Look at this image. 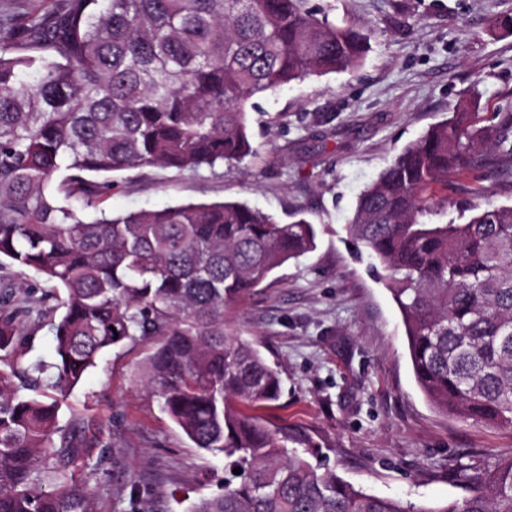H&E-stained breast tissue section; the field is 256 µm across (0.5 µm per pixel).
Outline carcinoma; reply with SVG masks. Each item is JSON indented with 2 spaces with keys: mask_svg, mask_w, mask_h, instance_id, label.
<instances>
[{
  "mask_svg": "<svg viewBox=\"0 0 512 512\" xmlns=\"http://www.w3.org/2000/svg\"><path fill=\"white\" fill-rule=\"evenodd\" d=\"M50 16H0V269L32 273L19 299L0 276V512H95L75 474L89 422L60 423L54 391L147 336V385L194 444L224 457V494L194 512H512V457L455 464L469 495L414 510L312 465L311 444L255 410L277 367L224 331V306L315 246L313 225L246 204L98 208L133 168L197 173L253 153L247 105L309 75L362 63L369 36L309 0H63ZM512 165V112L478 126L464 106L408 145L360 194L350 235L387 273L415 381L438 409L512 428V206L442 216L448 176ZM64 291L61 315L44 305ZM49 321L53 353L6 360ZM240 468L236 475L233 469Z\"/></svg>",
  "mask_w": 512,
  "mask_h": 512,
  "instance_id": "carcinoma-1",
  "label": "carcinoma"
}]
</instances>
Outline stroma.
<instances>
[{
	"instance_id": "1",
	"label": "stroma",
	"mask_w": 512,
	"mask_h": 512,
	"mask_svg": "<svg viewBox=\"0 0 512 512\" xmlns=\"http://www.w3.org/2000/svg\"><path fill=\"white\" fill-rule=\"evenodd\" d=\"M337 24L370 36L354 70L310 76L255 98L243 162L197 174L115 173L102 201L116 213L179 202L240 201L289 223L295 211L317 247L287 262L224 309L228 334L254 342L282 377L262 408L313 443L312 463L369 493L424 508L466 496L449 460L482 466L512 456V429L452 418L428 403L413 375L403 317L384 272L350 239L359 195L410 143L460 103L497 123L512 109V35L491 26L512 0H310ZM448 217L462 223L486 201L512 203V176L448 183ZM150 340L105 354L73 391L61 421H90L114 463L93 474L97 512H191L224 491V459L184 437L144 388Z\"/></svg>"
}]
</instances>
